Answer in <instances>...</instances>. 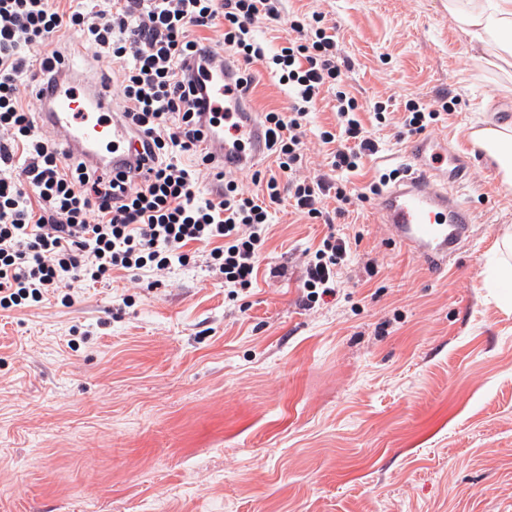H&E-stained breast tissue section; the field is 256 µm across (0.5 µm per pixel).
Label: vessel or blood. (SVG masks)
<instances>
[{
  "label": "vessel or blood",
  "mask_w": 512,
  "mask_h": 512,
  "mask_svg": "<svg viewBox=\"0 0 512 512\" xmlns=\"http://www.w3.org/2000/svg\"><path fill=\"white\" fill-rule=\"evenodd\" d=\"M68 78L58 80L44 99V123L60 139L67 152L89 165L112 171L129 170L135 163L127 127L112 116L107 89L91 91L73 84L79 67L67 61ZM207 149L214 162L233 161L248 166L264 155L265 129L254 113L226 117L223 131L209 132ZM412 165L405 176L382 192L376 209L391 241L406 252L435 266L444 265L472 238L468 206L457 194L463 184L469 156L447 140L427 136L408 148Z\"/></svg>",
  "instance_id": "obj_1"
}]
</instances>
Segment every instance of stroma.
<instances>
[{
	"label": "stroma",
	"mask_w": 512,
	"mask_h": 512,
	"mask_svg": "<svg viewBox=\"0 0 512 512\" xmlns=\"http://www.w3.org/2000/svg\"><path fill=\"white\" fill-rule=\"evenodd\" d=\"M336 27L344 89L380 147L358 171L330 166L310 112L303 172L348 179L405 171L408 100L453 112L431 136L470 145L512 119V77L479 60L448 0H287ZM87 77L119 72L79 35L59 40ZM253 111L288 89L252 65ZM391 120L378 123L375 102ZM462 198L473 239L441 269L389 241L378 196L313 221L272 208L254 288L231 297L206 267L114 273L0 310V512H512V306L485 283L512 189L472 152ZM350 257L335 294L303 301L305 254L328 234Z\"/></svg>",
	"instance_id": "35a3bbf8"
}]
</instances>
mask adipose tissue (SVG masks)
Segmentation results:
<instances>
[{"label": "adipose tissue", "instance_id": "ef3b65f1", "mask_svg": "<svg viewBox=\"0 0 512 512\" xmlns=\"http://www.w3.org/2000/svg\"><path fill=\"white\" fill-rule=\"evenodd\" d=\"M448 16L469 36L482 59L512 66V0H448ZM473 145L496 164L502 185L512 187V122H489L472 134Z\"/></svg>", "mask_w": 512, "mask_h": 512}]
</instances>
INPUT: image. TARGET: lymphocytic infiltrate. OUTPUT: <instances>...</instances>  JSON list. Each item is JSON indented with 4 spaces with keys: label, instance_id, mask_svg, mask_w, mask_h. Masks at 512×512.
I'll use <instances>...</instances> for the list:
<instances>
[{
    "label": "lymphocytic infiltrate",
    "instance_id": "f902f5d3",
    "mask_svg": "<svg viewBox=\"0 0 512 512\" xmlns=\"http://www.w3.org/2000/svg\"><path fill=\"white\" fill-rule=\"evenodd\" d=\"M282 0H0V308H25L48 296L71 303L65 287L98 283L112 272L165 271L186 265L189 243L209 245L205 263L225 287L252 288L257 258L271 226V207L289 195L297 210L323 217L324 196L351 204L346 185L301 178L302 136L323 89L336 88L337 128L321 133L334 145L332 165L355 171L377 143L342 91L344 60L322 15L291 21L294 33L269 53L254 28L281 17ZM222 31L225 56L237 64V85L249 93L251 64H265L287 86V110L265 112L268 149L279 170L261 195L224 182L215 199H200L201 170L213 166L205 123L220 109L208 90L206 57L214 48L202 29ZM80 35L95 57L122 65L123 117L142 138L135 171L105 174L62 152L38 131L39 100L21 91L29 76L46 87L61 75L59 51L39 53L47 41ZM193 164H183V156ZM288 178L279 190V175ZM345 240L330 235L311 253L304 283L307 302L332 294Z\"/></svg>",
    "mask_w": 512,
    "mask_h": 512
}]
</instances>
